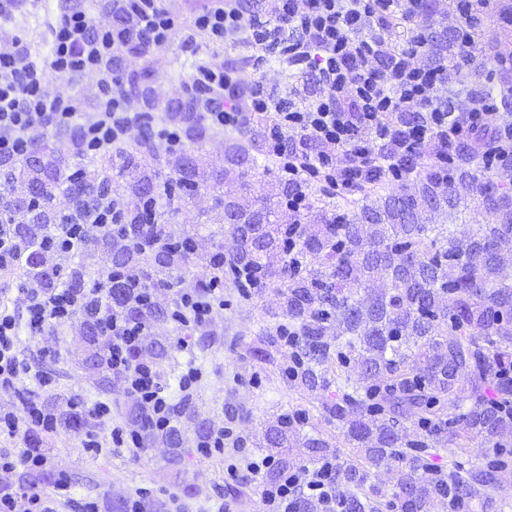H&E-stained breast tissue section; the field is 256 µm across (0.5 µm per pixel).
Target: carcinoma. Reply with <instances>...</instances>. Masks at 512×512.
<instances>
[{
    "instance_id": "cac0c4a2",
    "label": "carcinoma",
    "mask_w": 512,
    "mask_h": 512,
    "mask_svg": "<svg viewBox=\"0 0 512 512\" xmlns=\"http://www.w3.org/2000/svg\"><path fill=\"white\" fill-rule=\"evenodd\" d=\"M463 10L458 0H419L417 15L427 26L435 17ZM426 41L439 58L456 42L432 30ZM146 68L130 85L154 108ZM482 98L512 93L474 83L466 88ZM168 110L196 144L205 127L191 101H174ZM163 159L148 146L87 161L75 158V171L53 159L40 144L24 160L0 159L1 211L9 214L25 244L17 274L51 290L83 294L100 283L79 260L67 266L46 264L40 246L69 215L52 207L56 192L70 196V210L86 206L94 190L123 189L132 199L127 242L117 246L112 233L86 248L108 254L111 276L107 301L99 314L81 313L83 367L98 386L112 388L108 345L98 319L120 314L129 320L157 319L143 308L142 290L189 266L196 288L205 293L223 274L248 275L261 288L280 282L287 324L265 331L256 357L277 368L286 352L293 365L283 374L295 388L322 397L321 417L340 429L365 465L336 463V512H384V493L372 472L393 481L398 512H432L448 501V512H470L475 502L490 507L512 473V146L485 127L448 150L433 148L414 157L410 176L389 183L380 177L365 188L327 200L311 194L298 217L288 211L296 187L278 183L273 205L252 202L245 194L222 199V224L208 228L212 250L189 253L158 244L159 224H143L139 205L155 197V169ZM117 178H112V166ZM169 201L200 189L218 192L224 182L269 169V160L249 151L227 153L221 171L201 172L199 155L172 161ZM476 204L481 221L460 222ZM239 242L237 253H223L224 234ZM163 375L175 374L176 358L167 346L152 343ZM306 415H280L265 429L270 448H299L319 461L337 458L317 429L303 431ZM487 444L468 469L455 459L452 444ZM447 455L448 468L432 469L431 458Z\"/></svg>"
}]
</instances>
